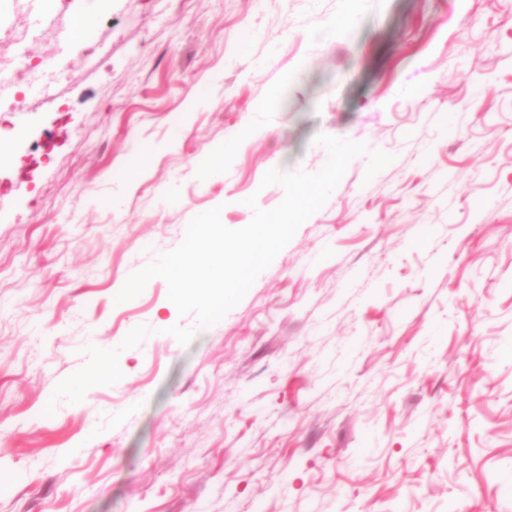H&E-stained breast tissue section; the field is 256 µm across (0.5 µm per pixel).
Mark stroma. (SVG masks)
I'll list each match as a JSON object with an SVG mask.
<instances>
[{
	"mask_svg": "<svg viewBox=\"0 0 512 512\" xmlns=\"http://www.w3.org/2000/svg\"><path fill=\"white\" fill-rule=\"evenodd\" d=\"M96 12L0 110V512H512V0ZM320 133L393 160L353 159L189 346L54 400L87 345L195 327L161 278L115 297L195 215L277 206L264 174L319 171Z\"/></svg>",
	"mask_w": 512,
	"mask_h": 512,
	"instance_id": "stroma-1",
	"label": "stroma"
}]
</instances>
